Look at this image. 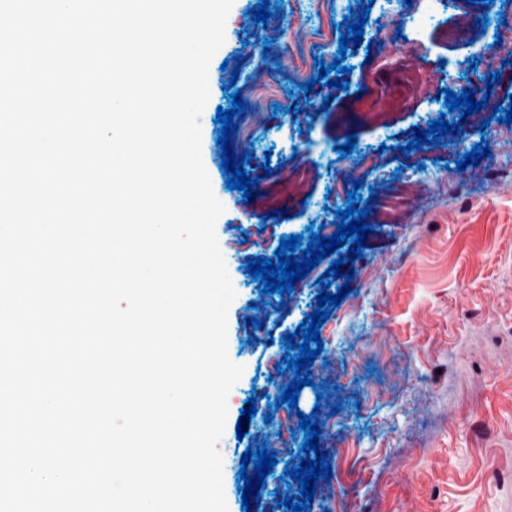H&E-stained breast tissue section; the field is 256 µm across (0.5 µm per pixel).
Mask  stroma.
I'll list each match as a JSON object with an SVG mask.
<instances>
[{"label":"stroma","instance_id":"stroma-1","mask_svg":"<svg viewBox=\"0 0 512 512\" xmlns=\"http://www.w3.org/2000/svg\"><path fill=\"white\" fill-rule=\"evenodd\" d=\"M259 2L234 0L233 36L209 66L201 138L236 291L228 355L244 368L224 431L228 512H243L244 451L262 447L277 464L250 512H289L284 500L301 491L287 472L306 440L300 418L311 414L332 475L318 480L308 512H512V124L493 119L512 105V48L498 42L512 0H269L275 13L264 25L250 14ZM364 4L363 46L340 50L345 15ZM341 53L344 91L317 80L320 64ZM473 83L492 89L468 118L437 98ZM231 84L245 111L231 146L250 153L246 170L258 179L249 203L228 189L216 144ZM438 118L458 123V134L409 150L414 127ZM351 133L357 143L341 155ZM478 143L489 156L458 170ZM353 189L372 200L373 231L353 280L330 281V293H350L320 328L311 385L296 406L278 404L295 377L279 367L283 338L311 319L332 259L285 296L261 293L247 262L274 258L281 238L312 226L331 237ZM251 397L257 413L240 437Z\"/></svg>","mask_w":512,"mask_h":512}]
</instances>
